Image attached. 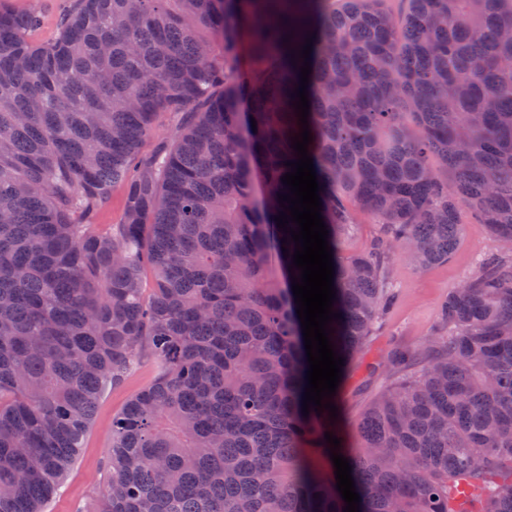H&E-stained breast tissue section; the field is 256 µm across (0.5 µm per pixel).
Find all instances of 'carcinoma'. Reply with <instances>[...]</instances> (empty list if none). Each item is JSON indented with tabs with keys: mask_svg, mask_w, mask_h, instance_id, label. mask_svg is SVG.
Instances as JSON below:
<instances>
[{
	"mask_svg": "<svg viewBox=\"0 0 512 512\" xmlns=\"http://www.w3.org/2000/svg\"><path fill=\"white\" fill-rule=\"evenodd\" d=\"M390 2L67 0L47 40L0 5V512H45L145 356L91 512H343L327 432L359 512H512V0ZM306 61L342 374L392 301L391 253L448 261L465 208L502 246L348 426L302 412L275 220ZM360 214L383 234L343 255ZM124 198V190L121 187L114 188L111 191L107 204L102 207L98 213V224H105L103 227L109 228V224L119 223L124 205Z\"/></svg>",
	"mask_w": 512,
	"mask_h": 512,
	"instance_id": "1",
	"label": "carcinoma"
}]
</instances>
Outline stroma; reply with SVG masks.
<instances>
[{
  "label": "stroma",
  "instance_id": "stroma-1",
  "mask_svg": "<svg viewBox=\"0 0 512 512\" xmlns=\"http://www.w3.org/2000/svg\"><path fill=\"white\" fill-rule=\"evenodd\" d=\"M499 249L498 241L485 225L469 224L445 263L421 271L404 255L392 256L389 271L395 299L383 328L371 337L357 369L341 383L339 400L345 421L357 420L371 401L393 382L388 361L391 350L413 347L429 336L448 292L467 280L483 256ZM153 374L152 362L145 361L124 385L103 390L84 446L50 500L47 512H87L92 497L102 488L112 438V417Z\"/></svg>",
  "mask_w": 512,
  "mask_h": 512
}]
</instances>
